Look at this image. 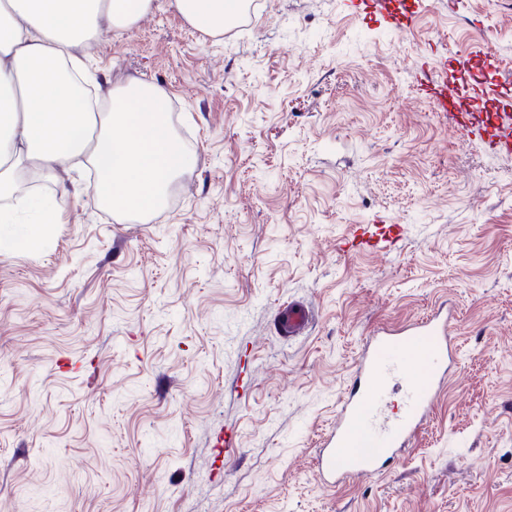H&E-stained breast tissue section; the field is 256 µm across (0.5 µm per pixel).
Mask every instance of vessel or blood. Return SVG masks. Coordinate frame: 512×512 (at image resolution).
I'll return each instance as SVG.
<instances>
[{
    "label": "vessel or blood",
    "instance_id": "vessel-or-blood-1",
    "mask_svg": "<svg viewBox=\"0 0 512 512\" xmlns=\"http://www.w3.org/2000/svg\"><path fill=\"white\" fill-rule=\"evenodd\" d=\"M309 318V309L294 302L279 311L280 327L290 334ZM455 322L452 312H439L369 337L354 365L359 386L338 401L336 423L316 450V473L324 485L375 475L383 458L406 450L445 387L457 351ZM395 390L402 391L404 408L385 414Z\"/></svg>",
    "mask_w": 512,
    "mask_h": 512
}]
</instances>
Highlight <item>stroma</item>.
<instances>
[{"label":"stroma","mask_w":512,"mask_h":512,"mask_svg":"<svg viewBox=\"0 0 512 512\" xmlns=\"http://www.w3.org/2000/svg\"><path fill=\"white\" fill-rule=\"evenodd\" d=\"M211 36L153 0L84 46L166 92L192 157L141 222L83 189L0 249V512H512V147L429 95L512 98V0H262ZM395 224L384 251L351 248ZM311 306L294 337L280 306ZM453 305L411 448L321 486L362 342ZM231 434V447L220 437Z\"/></svg>","instance_id":"stroma-1"}]
</instances>
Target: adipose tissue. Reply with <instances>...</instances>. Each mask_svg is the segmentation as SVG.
Here are the masks:
<instances>
[{
	"label": "adipose tissue",
	"instance_id": "adipose-tissue-1",
	"mask_svg": "<svg viewBox=\"0 0 512 512\" xmlns=\"http://www.w3.org/2000/svg\"><path fill=\"white\" fill-rule=\"evenodd\" d=\"M153 0H0V223L29 209L38 214L26 243L41 239L58 218L56 205L19 195L20 178L34 172L68 195L66 175L93 168V194L143 216L165 200L170 182L190 163L171 130L167 95L151 84L136 92L111 82L98 86L95 104L80 96L79 46L103 28L124 30ZM196 29L220 33L233 23L241 0H173Z\"/></svg>",
	"mask_w": 512,
	"mask_h": 512
}]
</instances>
